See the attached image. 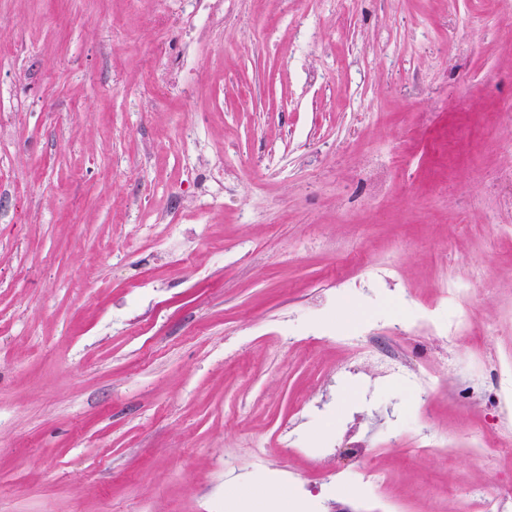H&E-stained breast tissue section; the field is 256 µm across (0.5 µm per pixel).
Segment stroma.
<instances>
[{
	"instance_id": "1",
	"label": "stroma",
	"mask_w": 512,
	"mask_h": 512,
	"mask_svg": "<svg viewBox=\"0 0 512 512\" xmlns=\"http://www.w3.org/2000/svg\"><path fill=\"white\" fill-rule=\"evenodd\" d=\"M508 112L512 0H0V512L502 485L470 433L512 436ZM475 267L458 308L497 332L433 335ZM354 337L434 374L427 409ZM493 374L492 397L496 404L512 407V361L489 360Z\"/></svg>"
}]
</instances>
